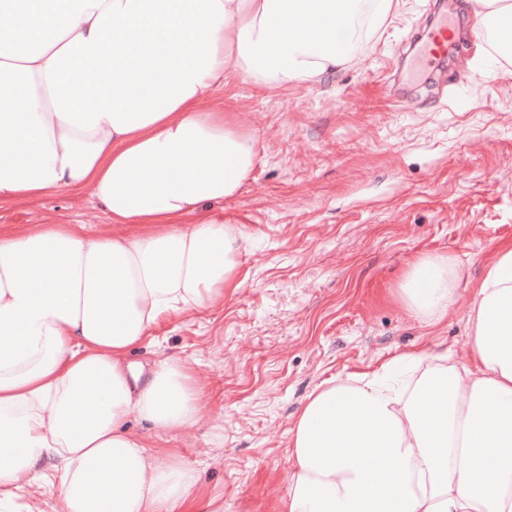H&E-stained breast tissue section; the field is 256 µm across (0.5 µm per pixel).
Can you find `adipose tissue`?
Masks as SVG:
<instances>
[{
    "label": "adipose tissue",
    "mask_w": 512,
    "mask_h": 512,
    "mask_svg": "<svg viewBox=\"0 0 512 512\" xmlns=\"http://www.w3.org/2000/svg\"><path fill=\"white\" fill-rule=\"evenodd\" d=\"M395 0H0V204L87 194L113 231H0V512L22 484L59 512H228L151 435L202 419L163 321L237 291L239 238L214 209L261 158L215 106L228 74L259 90L351 67ZM344 36H337V23ZM460 260L423 253L393 293L443 323ZM464 360L417 347L319 385L289 432L276 512H512V241L468 309Z\"/></svg>",
    "instance_id": "obj_1"
}]
</instances>
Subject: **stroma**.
I'll use <instances>...</instances> for the list:
<instances>
[{"mask_svg":"<svg viewBox=\"0 0 512 512\" xmlns=\"http://www.w3.org/2000/svg\"><path fill=\"white\" fill-rule=\"evenodd\" d=\"M433 15L459 37L421 65L408 40ZM471 20L465 0H399L363 64L288 91L234 76L216 95L261 155L224 201L243 236V285L155 329L193 366L204 420L152 442L192 464L197 494L223 493L229 512H272L285 495L288 431L314 388L415 345L465 353L470 287L494 243L512 239V66L472 43ZM31 224L110 221L84 194L0 206L1 228ZM422 252L458 255L466 283L433 329L380 298Z\"/></svg>","mask_w":512,"mask_h":512,"instance_id":"stroma-1","label":"stroma"}]
</instances>
